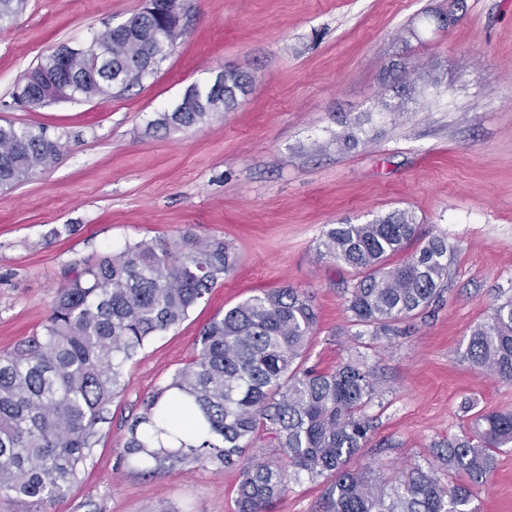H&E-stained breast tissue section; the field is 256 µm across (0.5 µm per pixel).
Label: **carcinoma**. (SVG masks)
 Listing matches in <instances>:
<instances>
[{
  "label": "carcinoma",
  "mask_w": 512,
  "mask_h": 512,
  "mask_svg": "<svg viewBox=\"0 0 512 512\" xmlns=\"http://www.w3.org/2000/svg\"><path fill=\"white\" fill-rule=\"evenodd\" d=\"M26 0H0V22L23 12ZM129 35L97 30L110 65L125 69L127 89L147 77L130 67L138 48L169 35L166 13L133 14ZM31 106L45 103L49 85L71 89V100L112 95L108 78L93 76L80 52L54 49L28 70ZM251 75L224 71V106L213 104L210 84L185 90L182 109L162 112L156 125L186 129L239 105ZM382 84L403 112L443 75L408 59L385 72ZM59 144L46 131L0 125V187H12L57 160ZM414 215L395 210L368 224H338L325 233L323 254L358 273L347 297L351 321L371 335L397 333L423 313L448 282V244L433 237L405 261L390 260L414 240ZM236 264L232 244L190 230L174 240H140L73 264L58 287L42 332L0 354V495L20 512H48L80 480L82 469L126 367L145 343L180 324ZM318 323L311 300L294 288L254 295L203 327L186 367L142 399L143 412L122 444L124 459L162 466L187 458L235 464L258 439L285 462L242 468L237 512H269L271 504L305 474L332 478L326 512H477L473 489L492 472L496 454L512 446V411L476 413L461 434L436 446L448 473L465 482L443 483L434 469L407 467L386 485L375 468L351 470L348 462L372 431L365 413L379 394L373 371L348 360L328 371L305 366ZM463 358L494 377L512 380V297L476 325Z\"/></svg>",
  "instance_id": "1"
}]
</instances>
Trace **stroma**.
Masks as SVG:
<instances>
[{
  "mask_svg": "<svg viewBox=\"0 0 512 512\" xmlns=\"http://www.w3.org/2000/svg\"><path fill=\"white\" fill-rule=\"evenodd\" d=\"M142 0H28L0 22V124L45 130L60 144L50 169L0 190V352L41 332L73 263L185 230L232 242V271L178 326L127 367L124 387L79 483L49 512H235L239 467L187 459L147 472L122 443L144 395L191 359L202 327L268 288L310 297L318 325L309 362L357 359L381 385L372 432L350 466L387 479L434 465L458 435L462 409L512 410V380L464 361L472 328L512 296V0H466L437 28L445 0H185V32L151 76L90 101L35 108L13 99L20 76L61 43L83 44ZM415 28L418 37L399 42ZM407 57L446 75L403 112H381L384 69ZM248 71L242 104L193 129H157L193 83ZM357 142L336 147L337 134ZM397 209L417 242L444 238L450 277L398 335L360 334L346 311L355 272L321 255L335 224ZM479 512H512V447L501 449ZM330 481L301 477L273 512H325Z\"/></svg>",
  "mask_w": 512,
  "mask_h": 512,
  "instance_id": "obj_1",
  "label": "stroma"
}]
</instances>
